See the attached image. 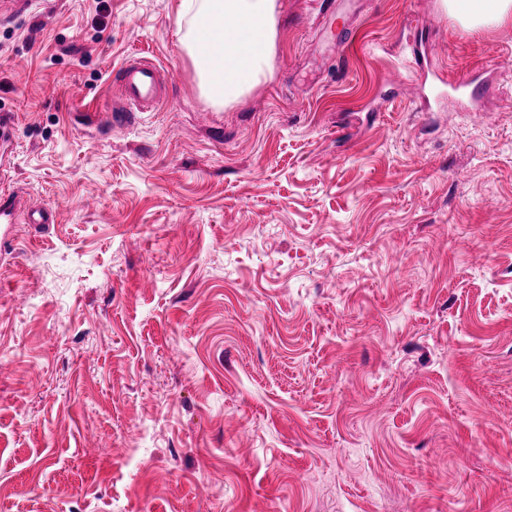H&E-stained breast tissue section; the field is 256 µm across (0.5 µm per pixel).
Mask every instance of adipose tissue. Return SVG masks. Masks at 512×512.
<instances>
[{
  "label": "adipose tissue",
  "instance_id": "ef3b65f1",
  "mask_svg": "<svg viewBox=\"0 0 512 512\" xmlns=\"http://www.w3.org/2000/svg\"><path fill=\"white\" fill-rule=\"evenodd\" d=\"M464 28L512 20V0H441ZM279 0H182L185 49L213 105L229 106L273 74Z\"/></svg>",
  "mask_w": 512,
  "mask_h": 512
}]
</instances>
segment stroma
Returning <instances> with one entry per match:
<instances>
[{
    "label": "stroma",
    "mask_w": 512,
    "mask_h": 512,
    "mask_svg": "<svg viewBox=\"0 0 512 512\" xmlns=\"http://www.w3.org/2000/svg\"><path fill=\"white\" fill-rule=\"evenodd\" d=\"M180 2L0 18V163L53 213L0 223V512H512V23L281 0L221 108ZM131 55L168 101L86 127ZM483 84V78L476 74H467L456 80L448 78V89L468 96L470 99H477L479 97V90L482 89Z\"/></svg>",
    "instance_id": "1"
}]
</instances>
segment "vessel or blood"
Segmentation results:
<instances>
[{
	"instance_id": "vessel-or-blood-1",
	"label": "vessel or blood",
	"mask_w": 512,
	"mask_h": 512,
	"mask_svg": "<svg viewBox=\"0 0 512 512\" xmlns=\"http://www.w3.org/2000/svg\"><path fill=\"white\" fill-rule=\"evenodd\" d=\"M117 73L123 104L113 112V124H129L135 113L151 112L165 103L171 75L159 65L142 58L129 57L118 65ZM483 84L481 76L468 74L449 81L448 87L453 92L475 99Z\"/></svg>"
}]
</instances>
